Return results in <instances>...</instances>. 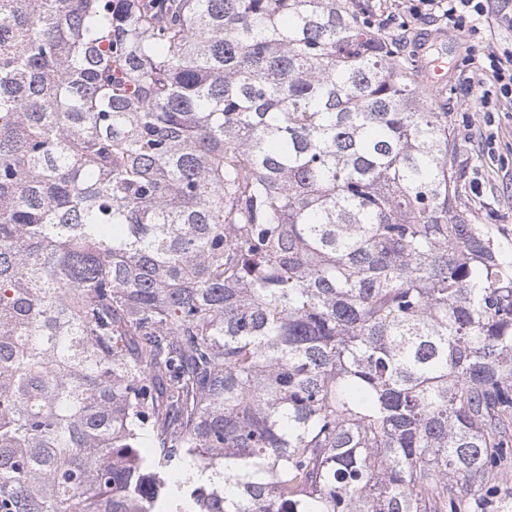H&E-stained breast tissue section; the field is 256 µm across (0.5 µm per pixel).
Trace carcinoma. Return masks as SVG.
Masks as SVG:
<instances>
[{"label":"carcinoma","instance_id":"obj_1","mask_svg":"<svg viewBox=\"0 0 512 512\" xmlns=\"http://www.w3.org/2000/svg\"><path fill=\"white\" fill-rule=\"evenodd\" d=\"M432 101L353 0H0V512L487 505L512 253Z\"/></svg>","mask_w":512,"mask_h":512}]
</instances>
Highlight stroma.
<instances>
[{"label": "stroma", "mask_w": 512, "mask_h": 512, "mask_svg": "<svg viewBox=\"0 0 512 512\" xmlns=\"http://www.w3.org/2000/svg\"><path fill=\"white\" fill-rule=\"evenodd\" d=\"M355 4L372 16H390V33L400 36L404 51L414 55L419 68L441 67L444 84L437 102L448 109L458 205L472 222L497 229L501 240L512 246V101L501 100L494 126L485 128L479 104L466 89V52L459 35L425 20L403 24L396 0H355ZM487 130L495 138L490 151L483 145Z\"/></svg>", "instance_id": "obj_1"}]
</instances>
